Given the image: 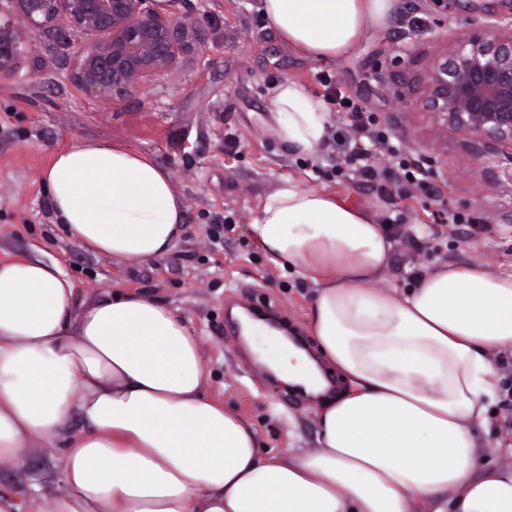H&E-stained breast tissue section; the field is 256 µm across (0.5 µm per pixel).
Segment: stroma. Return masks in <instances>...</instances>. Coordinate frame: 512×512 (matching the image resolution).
Wrapping results in <instances>:
<instances>
[{
    "instance_id": "1",
    "label": "stroma",
    "mask_w": 512,
    "mask_h": 512,
    "mask_svg": "<svg viewBox=\"0 0 512 512\" xmlns=\"http://www.w3.org/2000/svg\"><path fill=\"white\" fill-rule=\"evenodd\" d=\"M262 3L181 0L179 11L191 13L204 31L206 61L187 54L172 71L108 101L62 78L60 60L68 48L58 35L32 38L22 67L0 75V262L56 263L82 301L119 287L180 308L201 338L210 396L251 421L263 447L311 450L319 399L288 402L287 388L247 363L241 336L225 330L231 307L261 300L303 340L311 338L312 281L275 267L249 226L265 197L292 178L364 206L381 224L405 215L377 286L408 287L416 273L447 262L512 273V185L495 183L490 164L469 155L460 135L416 106L431 59L467 30L470 19L512 5L397 0L388 24L367 32L351 53L317 60L288 47ZM324 76L374 112L405 153L428 163L438 195L412 184L405 196L381 195L332 146L315 159L301 158L266 130L276 84L292 80L319 98ZM76 139L127 144L170 174L186 210L185 232L168 256L129 264L94 255L66 236L41 179L53 154ZM439 211L464 221L437 222ZM475 448L479 457L512 465V399L500 397ZM62 464L60 448L33 439L19 462L0 463V494L13 497L18 512H31L33 486H40L45 502L60 491Z\"/></svg>"
}]
</instances>
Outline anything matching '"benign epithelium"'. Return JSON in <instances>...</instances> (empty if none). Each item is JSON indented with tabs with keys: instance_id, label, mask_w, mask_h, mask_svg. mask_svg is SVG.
<instances>
[{
	"instance_id": "obj_1",
	"label": "benign epithelium",
	"mask_w": 512,
	"mask_h": 512,
	"mask_svg": "<svg viewBox=\"0 0 512 512\" xmlns=\"http://www.w3.org/2000/svg\"><path fill=\"white\" fill-rule=\"evenodd\" d=\"M0 7V73L17 67L25 39L66 25L78 42L73 82L98 99L126 93L138 79L160 76L181 53L202 45L178 0H8ZM418 107L464 136L477 159L508 163L491 172L512 182V9L487 12L435 56Z\"/></svg>"
}]
</instances>
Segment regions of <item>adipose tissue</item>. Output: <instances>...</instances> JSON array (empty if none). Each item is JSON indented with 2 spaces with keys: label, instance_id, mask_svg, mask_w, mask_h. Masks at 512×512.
Returning <instances> with one entry per match:
<instances>
[{
  "label": "adipose tissue",
  "instance_id": "adipose-tissue-1",
  "mask_svg": "<svg viewBox=\"0 0 512 512\" xmlns=\"http://www.w3.org/2000/svg\"><path fill=\"white\" fill-rule=\"evenodd\" d=\"M395 5L263 0V11L292 48L338 58ZM329 122L298 83L274 87L266 125L294 155L316 157ZM42 180L65 231L96 254L159 259L184 232L169 173L126 145L74 141ZM250 233L315 286L319 360L280 336L260 362L316 393L322 361L348 383L317 410V448L261 447L251 423L210 399L179 310L119 289L80 305L57 264L18 259L0 263V463L35 437L60 444L63 489L46 512H512V466L475 452L500 392L494 356L512 350V274L445 264L405 290L375 286L391 257L385 227L290 178Z\"/></svg>",
  "mask_w": 512,
  "mask_h": 512
}]
</instances>
